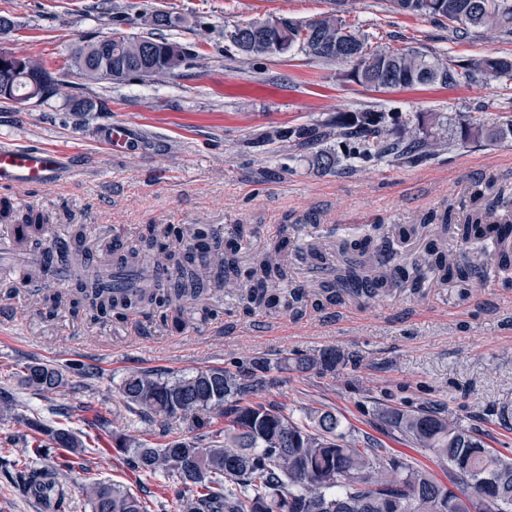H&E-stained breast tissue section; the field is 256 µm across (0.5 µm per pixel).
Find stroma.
<instances>
[{
  "label": "stroma",
  "mask_w": 512,
  "mask_h": 512,
  "mask_svg": "<svg viewBox=\"0 0 512 512\" xmlns=\"http://www.w3.org/2000/svg\"><path fill=\"white\" fill-rule=\"evenodd\" d=\"M150 7L188 21L172 33L187 51L175 75L119 84L74 77L47 102H0V146L65 153L69 178L0 188V208L18 217L31 210L48 216L45 239L68 237L84 225L85 250L105 266L111 261L106 242L118 236L137 246L146 225L219 226L245 268L284 236L287 286L313 297L335 275L299 260L298 247L357 238L372 224L419 223L466 200L478 181L512 190V141H474L415 164L374 158L336 174L312 169L310 150L284 134L323 124L339 111L372 107L402 120L438 112L488 124L512 118V84L368 91L301 56L241 64L225 38L240 22L313 18L327 10L326 0H0V16L17 23L0 36V52L34 56L56 72L78 44L138 32V15ZM346 19L454 60L512 55V39L483 32L459 41L447 26L386 13L382 0H356ZM74 96L91 100L92 112H71ZM111 124L126 128V152L106 147L103 131ZM0 304L8 308L0 317V386L16 403L14 417L0 420V512H42L15 481L20 463L44 439L26 426L29 418L45 428L68 427L82 443L58 451L67 465L61 484L68 512H90L82 488L92 481L121 484L152 505L174 507L172 477L131 471L113 450L112 435L162 443L197 430L187 421H143L120 391L123 378L141 370L181 375L246 368L258 358L274 363L332 346L349 355L347 365L333 372L271 371L264 401L297 413L328 406L443 484L448 476L431 458L384 433L379 408L449 411L512 456V273L489 269L485 285L468 291L429 284L417 293L391 288L375 299L344 292L334 303L277 315L224 290L201 297L178 329L154 313L94 321L66 305L43 307L29 288L0 290ZM32 362L64 369L67 386L49 396L22 386L20 371Z\"/></svg>",
  "instance_id": "obj_1"
}]
</instances>
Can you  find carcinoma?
I'll return each mask as SVG.
<instances>
[{
	"mask_svg": "<svg viewBox=\"0 0 512 512\" xmlns=\"http://www.w3.org/2000/svg\"><path fill=\"white\" fill-rule=\"evenodd\" d=\"M395 14L448 22L454 38L464 40L474 33L496 31L512 37V0H383ZM353 0H329L331 9L300 22L288 17L240 23L228 31L227 40L245 62L262 57L302 55L311 62L347 66V79L369 90L405 89L439 85L453 89L477 83V78L512 81V57L487 53L476 58L448 61L410 46H379L374 37L344 14ZM148 28L144 35L112 36V82L132 76H171L186 61L183 45L165 32L184 26L185 18L166 11L141 16ZM70 69L84 61L94 64V43L81 45L70 54ZM32 78L43 94L53 97L65 85L67 73L53 75L35 61ZM17 82V93L32 88L28 78L17 77L11 68H0V83ZM297 143L320 144L331 136L348 154L319 149L312 166L327 174L343 169L349 160L371 152L393 161L421 160L445 147L463 146L482 139L491 145L512 138V120L488 126L466 120L428 118V125L398 122L374 108L340 112L328 120L324 131L298 127L288 132ZM512 207V196L490 181L473 186L469 204L459 211L449 206L441 219L425 217L418 224H396L387 232L342 243L339 252L353 251L336 281L324 286V298H336L343 287L373 298L396 286L397 279L422 287L427 275L439 284L455 283L475 288L486 282L487 266L512 269V221L501 211ZM47 218L29 211L17 222L25 236L42 233ZM421 252L412 269L393 264L394 242L417 237L427 227ZM141 246L113 254L112 272L104 275L77 246L67 254L73 288L56 289L43 301L59 307L81 306L95 319L114 309L131 311L164 306L165 320L180 327L192 301L217 290L238 291L249 305L271 314L290 309L306 294L283 295L288 268L282 259L284 239L270 243L257 254L248 269L240 268L236 252L226 250L217 228L196 224L172 227L149 224ZM455 240L459 251L448 250ZM478 242L495 245L492 252L468 256ZM302 257L316 266L330 264L334 252L309 247ZM168 270L163 285L139 287L143 270ZM349 356L326 348L312 356L300 354L284 361L294 372L336 371ZM270 362L233 371L208 368L190 375L162 377L150 371L127 375L121 392L140 416L148 421L187 420L198 428L210 425L205 416L214 407H224V427L201 436L182 437L153 444L115 437L116 449L127 454L132 469L175 477L177 512H473L474 498H485L480 512H512V457L489 447L484 438L464 427L445 411L432 412L386 406L378 417L390 435L400 437L434 459L448 474V484L438 482L414 461L388 455V450L365 441L343 424L331 409L309 406L297 417L284 404L261 401L267 387L264 374ZM22 381L39 393H53L67 384L59 369L41 363L26 366ZM80 442L67 428L48 430V445L36 448L25 460L22 473L32 496L54 497L64 476L51 460L54 448H78ZM91 512H151L144 500L120 484L91 482L82 489Z\"/></svg>",
	"mask_w": 512,
	"mask_h": 512,
	"instance_id": "obj_1",
	"label": "carcinoma"
}]
</instances>
